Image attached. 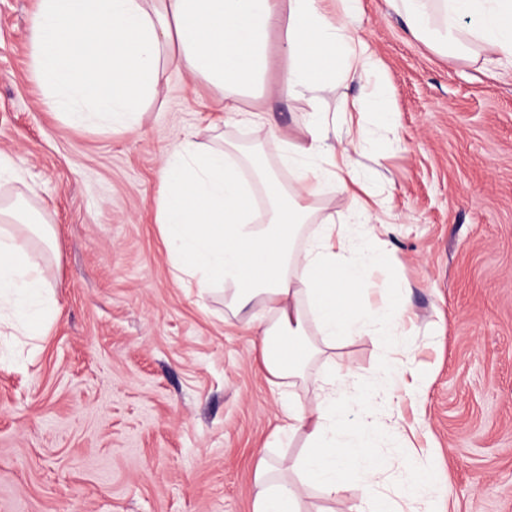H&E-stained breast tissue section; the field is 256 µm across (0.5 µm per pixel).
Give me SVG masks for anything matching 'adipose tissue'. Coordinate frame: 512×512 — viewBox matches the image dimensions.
<instances>
[{
    "instance_id": "1",
    "label": "adipose tissue",
    "mask_w": 512,
    "mask_h": 512,
    "mask_svg": "<svg viewBox=\"0 0 512 512\" xmlns=\"http://www.w3.org/2000/svg\"><path fill=\"white\" fill-rule=\"evenodd\" d=\"M390 2L416 36L460 54L476 41L512 65V0ZM362 16L361 0H38L30 41L32 69L53 111L74 127L95 121L126 130L137 128L142 102L156 94L162 61L242 91L266 75L269 34L283 30L281 84L309 106L304 137H289L264 112L250 121L265 149L292 170V188L272 172L247 179L254 161L237 145L204 149L188 136L161 170L159 224L173 268L200 289L223 283L227 311L257 325L253 348L284 415L267 445L304 436L306 453L286 467L329 495L349 484L356 455L378 438L403 436L399 419L380 418L370 384L344 362L332 363L309 403L294 395L322 352L311 341L313 324L323 343L375 336L394 351L381 371L385 393L403 366L396 353L410 318L408 289L367 302L371 270L393 259L383 248L389 209L357 172L356 158L371 143L316 105L319 91L363 83L376 70ZM354 187L363 197L353 223L323 221L303 235L317 201ZM51 243L50 227L32 223L19 202L0 204V319L27 336L43 327ZM286 467L258 458L253 512H301Z\"/></svg>"
}]
</instances>
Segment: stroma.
Instances as JSON below:
<instances>
[{"mask_svg": "<svg viewBox=\"0 0 512 512\" xmlns=\"http://www.w3.org/2000/svg\"><path fill=\"white\" fill-rule=\"evenodd\" d=\"M36 6L0 0V154L21 175L0 178V196L53 226L54 310L0 367V512H252L257 458L298 457L304 439L267 448L279 396L254 331L225 318L223 285L200 294L177 279L157 199L187 134L256 145L217 100L300 136L308 107L280 93L281 33L270 35L265 91L228 94L166 63L139 129L75 128L31 67ZM362 8L380 66L318 103L380 97L396 116L387 128L363 114L376 147L358 159L393 223L397 261L375 280L410 287L403 356L423 375L374 401L415 429L413 448L377 443L375 455L398 460L383 490L400 499L423 473L421 512H512V69L481 45L461 57L414 36L387 0ZM335 352L364 377L390 357L374 336L337 339ZM302 507L369 512L355 490L309 489Z\"/></svg>", "mask_w": 512, "mask_h": 512, "instance_id": "1", "label": "stroma"}]
</instances>
